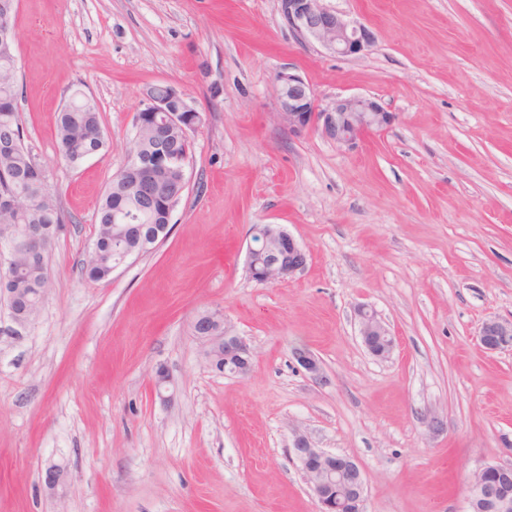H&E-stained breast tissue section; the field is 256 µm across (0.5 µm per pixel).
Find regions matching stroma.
I'll use <instances>...</instances> for the list:
<instances>
[{
    "label": "stroma",
    "instance_id": "35a3bbf8",
    "mask_svg": "<svg viewBox=\"0 0 512 512\" xmlns=\"http://www.w3.org/2000/svg\"><path fill=\"white\" fill-rule=\"evenodd\" d=\"M326 3L371 26L365 56L297 40L279 0H18L24 144L66 223L35 320L16 330L0 299V512H318L298 433L358 462L364 512H466L472 474L512 463V353L478 340L512 320V0ZM286 67L323 101L378 98L391 128L353 149L290 133ZM156 82L205 114L188 187L150 253L86 281L97 207ZM77 88L105 146L73 167L55 133ZM255 224L293 234L306 270L250 280ZM362 305L397 339L388 359L360 342ZM216 309L252 349L245 376L213 370L192 334ZM50 463L67 473L52 492ZM293 355L300 367L304 369L309 378L315 383L322 384L326 381V376L319 359L309 350L296 348Z\"/></svg>",
    "mask_w": 512,
    "mask_h": 512
}]
</instances>
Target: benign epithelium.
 I'll list each match as a JSON object with an SVG mask.
<instances>
[{
	"instance_id": "benign-epithelium-1",
	"label": "benign epithelium",
	"mask_w": 512,
	"mask_h": 512,
	"mask_svg": "<svg viewBox=\"0 0 512 512\" xmlns=\"http://www.w3.org/2000/svg\"><path fill=\"white\" fill-rule=\"evenodd\" d=\"M283 20L296 35L341 57H358L368 53L375 44L372 29L363 22L350 23L324 0H280ZM279 112L277 118L295 134L313 131L339 147L354 148L367 135L387 131L395 120L378 99L364 95L338 96L323 102L316 91L296 72L279 71L275 77ZM173 98L178 105L151 99L142 92L146 111L162 116L163 124L184 134L199 129L205 122L204 113L180 90ZM181 164L165 150L155 158L152 171L144 174L129 171V176L150 187L158 177L168 172L170 164ZM259 243L250 248L248 269L256 282H284L301 274L309 262V254L300 242L278 224H260L253 231ZM359 336L364 348L373 357L388 358L396 338L367 309H358ZM223 313L216 312L214 325L198 333L205 348H215L224 358V366L243 375L250 368L251 350L247 343L222 325ZM478 339L490 352L512 350V322L489 319L483 322ZM294 358L309 378L317 384L326 381L319 359L309 350L297 348ZM293 451L301 463L310 488L320 504L319 512H363L365 480L357 461L346 454L326 452L315 447L304 434L293 440ZM64 477V470L51 464L41 473V482L55 489ZM471 495L467 499L469 512H512V465H486L475 471L470 480Z\"/></svg>"
}]
</instances>
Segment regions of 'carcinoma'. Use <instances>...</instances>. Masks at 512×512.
I'll list each match as a JSON object with an SVG mask.
<instances>
[{
    "label": "carcinoma",
    "mask_w": 512,
    "mask_h": 512,
    "mask_svg": "<svg viewBox=\"0 0 512 512\" xmlns=\"http://www.w3.org/2000/svg\"><path fill=\"white\" fill-rule=\"evenodd\" d=\"M18 74L15 42L0 44V225L14 228L12 250L5 252L9 264L0 274V290L8 288L23 299L22 324H30L39 311L37 292L50 286L41 272L43 258L52 249L65 223L57 198L45 182L42 168L23 144V127L17 109ZM58 153L69 165L82 162L85 154L105 146L100 114L92 98L75 93L59 112L56 124ZM167 144L179 157L189 154L190 142L177 129L145 124L138 138L129 142L127 154L140 165L151 161L157 146ZM155 199L144 193L132 178L111 180L96 215L94 254L82 262L81 275L99 282L112 275V268L127 252L143 255L153 248L157 228L169 223L168 208L182 196V175L168 171L154 188Z\"/></svg>",
    "instance_id": "cac0c4a2"
}]
</instances>
